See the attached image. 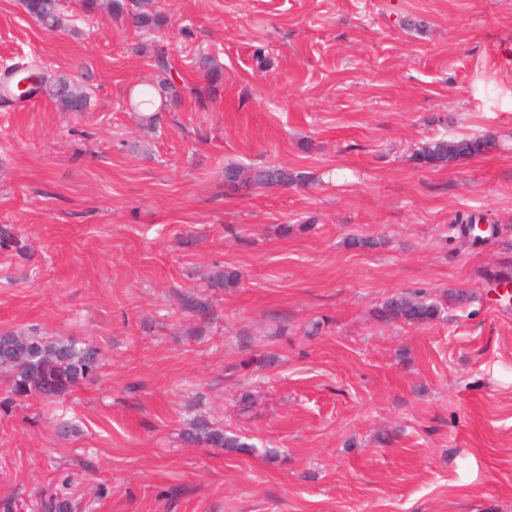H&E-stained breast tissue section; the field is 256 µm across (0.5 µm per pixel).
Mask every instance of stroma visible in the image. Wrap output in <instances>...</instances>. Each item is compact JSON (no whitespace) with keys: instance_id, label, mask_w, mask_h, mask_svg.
I'll return each instance as SVG.
<instances>
[{"instance_id":"1","label":"stroma","mask_w":512,"mask_h":512,"mask_svg":"<svg viewBox=\"0 0 512 512\" xmlns=\"http://www.w3.org/2000/svg\"><path fill=\"white\" fill-rule=\"evenodd\" d=\"M126 3L165 25L67 0L76 30L51 32L0 0V70L44 64L95 101L0 105V224L32 250L0 254V329L104 359L63 401L0 410V505L71 474L77 512H512V302L487 287L512 275V0ZM160 47L181 83L203 85V52L223 81L151 128L128 92ZM440 137L491 146L421 164ZM229 164L306 180L228 193ZM216 265L243 279L195 336L177 296ZM458 290L426 326L371 316ZM200 415L254 452L184 444Z\"/></svg>"}]
</instances>
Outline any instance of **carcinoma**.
Returning <instances> with one entry per match:
<instances>
[{"instance_id":"obj_1","label":"carcinoma","mask_w":512,"mask_h":512,"mask_svg":"<svg viewBox=\"0 0 512 512\" xmlns=\"http://www.w3.org/2000/svg\"><path fill=\"white\" fill-rule=\"evenodd\" d=\"M23 10L50 31H61L71 25L64 7L54 0H21ZM135 27L145 30L163 26L165 18L159 13L140 12L131 16ZM154 65L159 71L157 87L164 98L166 109L181 106L184 95L189 94L194 102L205 107L216 96L223 74L205 57L202 69L208 86L185 87L176 84L167 54L157 50ZM30 68L38 72V84L20 91L19 78L14 69L0 74V100L21 103L34 97L45 96L52 100L61 112H87L91 108L89 93L80 88L74 94L63 89L74 85L65 75L53 74L37 64ZM488 146L483 138H461L447 140L432 139L417 151V160L432 167L470 156H476ZM306 179L301 172L277 167L258 168L245 175L239 168H224V188L229 192L247 189L253 185L288 186ZM11 251L19 256L28 254L29 247L15 232L13 225L0 224V252ZM241 273L236 269L216 268L206 279V290L188 291L179 295V310L197 323H209L214 319L213 297L224 290L237 288ZM469 300L463 292L450 293L440 301L429 300L416 293L392 295L373 308V316L381 323L403 322L409 325H425L440 319L449 305H462ZM101 368V352L92 345L81 346L71 339L50 338L35 328L0 330V375L9 384L12 396L27 397L35 394L47 400H58L71 394L76 388L95 378ZM186 443L208 448H222L227 453H249L253 445L235 431L215 426L203 418L193 421L183 432ZM37 512H75V504L66 493H51L40 496Z\"/></svg>"}]
</instances>
